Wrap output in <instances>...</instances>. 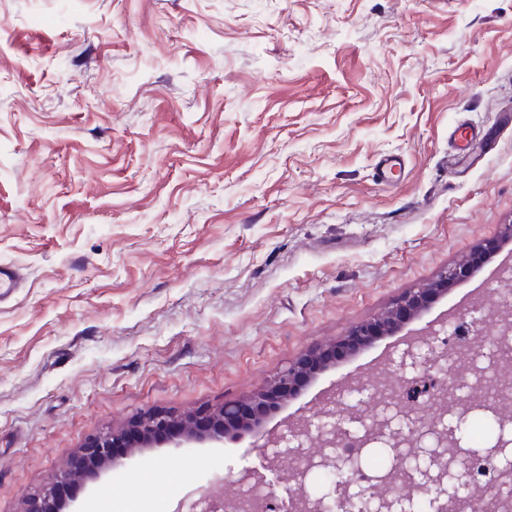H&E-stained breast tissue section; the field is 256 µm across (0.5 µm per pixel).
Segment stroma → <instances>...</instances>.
Instances as JSON below:
<instances>
[{
    "label": "stroma",
    "mask_w": 512,
    "mask_h": 512,
    "mask_svg": "<svg viewBox=\"0 0 512 512\" xmlns=\"http://www.w3.org/2000/svg\"><path fill=\"white\" fill-rule=\"evenodd\" d=\"M512 0H0V512L93 437L217 409L512 224ZM458 125L493 128L448 165ZM400 156L392 183L380 159ZM501 250L339 361L262 434L115 457L63 512H189L244 472L286 508L279 436L350 386L399 391L412 333L484 308Z\"/></svg>",
    "instance_id": "stroma-1"
}]
</instances>
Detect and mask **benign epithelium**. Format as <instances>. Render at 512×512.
<instances>
[{
    "instance_id": "7a95c632",
    "label": "benign epithelium",
    "mask_w": 512,
    "mask_h": 512,
    "mask_svg": "<svg viewBox=\"0 0 512 512\" xmlns=\"http://www.w3.org/2000/svg\"><path fill=\"white\" fill-rule=\"evenodd\" d=\"M475 269L476 264L470 257L445 268L433 281L405 293L377 317L353 326L345 335L333 341L300 352L269 387L244 400L226 403L216 411L201 410L194 415L148 412L136 417L126 428L114 429L92 438L82 448L81 457L93 461V466L86 467L77 461L71 463L58 473L56 482H75L81 477L105 470L112 464L110 449L123 447L134 454L163 442L159 434L165 432L179 434L187 444L207 439L220 441L234 433H260L273 401L287 402L296 393L299 384L313 380L317 374L335 365L336 361L372 347L381 337L393 334L411 320L422 316L438 299L447 295L448 286L469 278ZM502 308L504 331L486 352L476 348L473 336L463 343H443L441 336L447 333L444 328L413 340L401 353L400 368L413 372L428 362L434 366L440 365L450 351L455 353L463 348L472 354L466 373L456 375L452 382L436 376L429 378L438 390L451 387L455 391L461 390V393L455 394L451 405L430 424V433L435 436L436 447L439 448L436 456L420 470L418 477L410 470H404V477L414 484V491L431 494V512H459L463 502L472 512H488L490 509L512 512V498L501 491L504 486H512V466H503L498 458V450L512 446V414L497 401L476 391L487 371L482 360H487L491 365L501 363L508 349L512 348V302L504 300ZM477 402L493 415L500 428V436L492 448L470 454L460 481L449 486L450 469L463 440L461 425ZM377 407L375 416L367 422L359 418L353 409L340 416L336 408L327 403L314 413L316 423L308 421L289 429L293 451L305 458V466L293 475L297 487H302L307 474L314 468L343 474L341 481L321 497L310 498L301 491L297 492L291 512H349L362 500L367 503V512H396L401 499L389 492L376 490V485L386 483L387 477L369 476L366 483L361 484L353 478V473L361 469L358 465L359 455L344 457L333 451L336 439L345 432L358 434L362 448L377 442L391 448L411 446V435L403 433L402 427L413 420V412L404 409L399 399L379 400ZM312 425L319 430L322 450L308 453L305 451L306 439Z\"/></svg>"
}]
</instances>
